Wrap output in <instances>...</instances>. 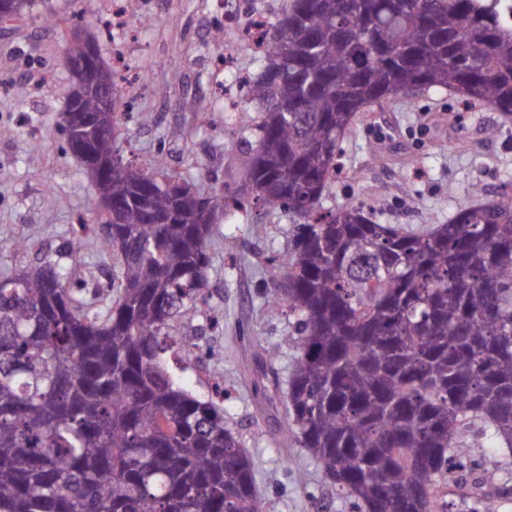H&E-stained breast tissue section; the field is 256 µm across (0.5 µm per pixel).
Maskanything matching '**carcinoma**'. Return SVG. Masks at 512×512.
Segmentation results:
<instances>
[{
	"label": "carcinoma",
	"instance_id": "carcinoma-1",
	"mask_svg": "<svg viewBox=\"0 0 512 512\" xmlns=\"http://www.w3.org/2000/svg\"><path fill=\"white\" fill-rule=\"evenodd\" d=\"M94 82L122 98L109 67ZM430 89L511 124L512 20L487 0H290L249 84L262 119L238 188L175 194L131 165L96 179L110 311L50 260L0 275V512H265L223 410L165 361L170 329L203 313L216 213L258 204L303 219L269 301L300 326L282 447L357 512H447L467 429L512 455V186H474L418 234L323 206L357 113ZM78 98L97 155L118 154L117 108Z\"/></svg>",
	"mask_w": 512,
	"mask_h": 512
}]
</instances>
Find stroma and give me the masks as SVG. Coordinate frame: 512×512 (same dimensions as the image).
<instances>
[{
    "instance_id": "1",
    "label": "stroma",
    "mask_w": 512,
    "mask_h": 512,
    "mask_svg": "<svg viewBox=\"0 0 512 512\" xmlns=\"http://www.w3.org/2000/svg\"><path fill=\"white\" fill-rule=\"evenodd\" d=\"M53 2L52 23L37 16L0 22V274L51 259L71 281L99 288L94 308L103 312L115 260L101 252L100 232L84 235L79 257L69 250L80 224L93 223L98 210L95 185L60 133L70 87L69 29L93 34L104 60L122 54L133 78L123 90L135 113L118 142L124 158L147 170L165 150L170 171L206 194L222 183L238 185L243 140L261 115L206 112L202 105L215 100L218 82L256 73L262 53L247 41L209 37L223 0H126L128 30L119 36L109 23L112 0ZM25 77L26 97L6 91L5 82ZM35 143L41 155L33 162ZM341 162L345 173L327 192L325 208L349 203L373 212L378 223L419 233L447 223L469 202L473 186L491 194L512 181V124L487 108L463 110L453 94L432 89L359 113L341 144ZM352 172L358 182L349 180ZM297 222L275 208L213 224L206 299L220 323L199 316L176 324L172 334L187 346L170 368L203 400L222 385L224 423L253 461L267 512H351L305 449L279 445L297 357L285 340L298 325L267 304L273 282L266 260L289 258ZM19 241L25 249H16ZM269 348L274 356H266ZM460 452L476 462L500 458L498 512H512V456L502 457L489 442L476 445L468 433Z\"/></svg>"
}]
</instances>
